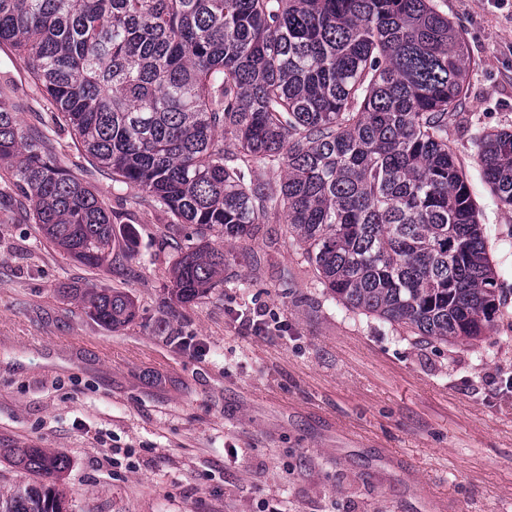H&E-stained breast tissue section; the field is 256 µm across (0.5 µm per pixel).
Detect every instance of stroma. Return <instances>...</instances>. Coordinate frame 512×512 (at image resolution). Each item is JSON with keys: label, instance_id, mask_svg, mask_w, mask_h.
Masks as SVG:
<instances>
[{"label": "stroma", "instance_id": "stroma-1", "mask_svg": "<svg viewBox=\"0 0 512 512\" xmlns=\"http://www.w3.org/2000/svg\"><path fill=\"white\" fill-rule=\"evenodd\" d=\"M474 64L448 120L499 273L494 325L472 344H417L341 309L277 220L224 253V285L178 306L170 270L195 243L80 146L22 56L0 45V94L23 132L111 214L118 247L91 269L47 243L0 179V448L62 453L71 512H512V210L480 178L476 128L512 129V0H433ZM135 299L94 323L65 289ZM267 311L254 333L239 311Z\"/></svg>", "mask_w": 512, "mask_h": 512}]
</instances>
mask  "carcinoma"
<instances>
[{"mask_svg":"<svg viewBox=\"0 0 512 512\" xmlns=\"http://www.w3.org/2000/svg\"><path fill=\"white\" fill-rule=\"evenodd\" d=\"M5 42L112 181L177 222L228 245L280 215L346 311L444 344L493 326L491 229L448 144L472 66L432 0H0ZM473 145L512 206V131L480 130ZM257 163L279 179L254 182ZM0 169L51 245L89 268L112 264L103 202L48 137L20 131L3 96ZM223 285V251L200 242L178 254L171 300ZM70 293L100 325L138 316L124 292ZM4 454L36 482L0 494V512H69L65 456Z\"/></svg>","mask_w":512,"mask_h":512,"instance_id":"obj_1","label":"carcinoma"}]
</instances>
